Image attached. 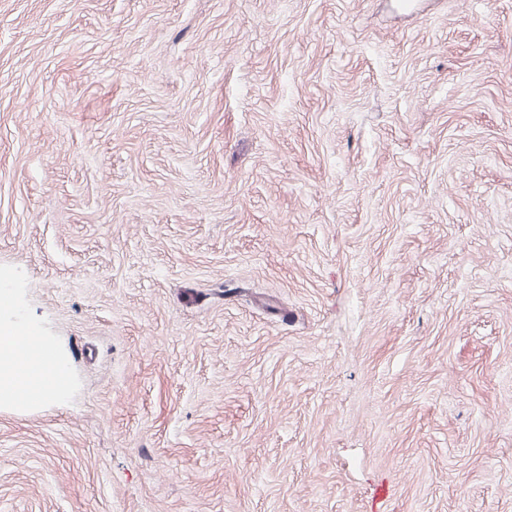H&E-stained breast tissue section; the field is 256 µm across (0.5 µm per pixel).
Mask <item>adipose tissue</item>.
Listing matches in <instances>:
<instances>
[{
	"mask_svg": "<svg viewBox=\"0 0 512 512\" xmlns=\"http://www.w3.org/2000/svg\"><path fill=\"white\" fill-rule=\"evenodd\" d=\"M67 385L64 363L33 326L0 321V404L28 405L55 398Z\"/></svg>",
	"mask_w": 512,
	"mask_h": 512,
	"instance_id": "obj_1",
	"label": "adipose tissue"
}]
</instances>
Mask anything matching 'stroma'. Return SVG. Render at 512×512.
<instances>
[{
	"label": "stroma",
	"mask_w": 512,
	"mask_h": 512,
	"mask_svg": "<svg viewBox=\"0 0 512 512\" xmlns=\"http://www.w3.org/2000/svg\"><path fill=\"white\" fill-rule=\"evenodd\" d=\"M0 512H512V0H0ZM24 337L28 343L15 323L0 321L1 405L48 401L67 385L65 365L52 343L34 326L24 328Z\"/></svg>",
	"instance_id": "stroma-1"
}]
</instances>
